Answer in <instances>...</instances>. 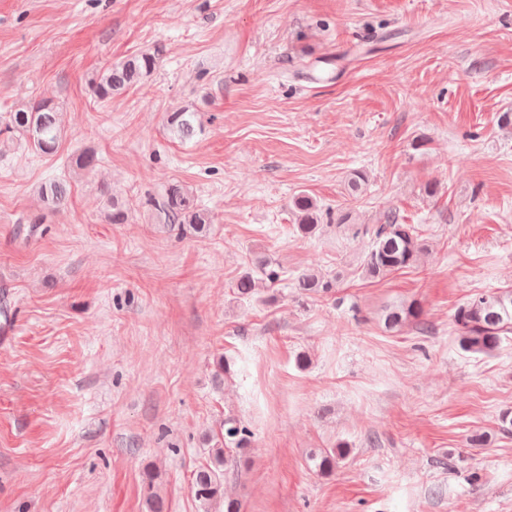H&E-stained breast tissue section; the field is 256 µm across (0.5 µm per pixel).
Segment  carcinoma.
Instances as JSON below:
<instances>
[{
    "label": "carcinoma",
    "instance_id": "carcinoma-1",
    "mask_svg": "<svg viewBox=\"0 0 512 512\" xmlns=\"http://www.w3.org/2000/svg\"><path fill=\"white\" fill-rule=\"evenodd\" d=\"M160 63L158 51H143L128 56L110 66L94 78L91 92L99 100H108L128 89L142 85L157 70ZM166 126L169 133L181 140L191 139L201 127L199 110L193 104H185L167 113ZM65 135L64 112L52 100L42 99L9 113L6 122H0V149L10 146L15 138L23 136L31 148L40 155L52 156L58 152ZM98 164L92 149H84L72 159L74 171L84 174L92 172ZM69 186L61 181H47L39 188V196L45 206L57 208L64 204ZM169 224L188 225L200 236L206 234L213 223L210 212L200 208L194 197L178 184L168 187L160 206ZM295 216L294 228L307 237L320 230V210L317 202L305 193L296 195L291 203ZM130 217L128 204L112 198L108 219L113 224H125ZM336 227L352 233V237H369L370 244L364 252L358 268L366 279H382L391 273L418 265L427 252L413 224L400 222L398 214L387 211L375 224H351L349 216H341ZM286 271L280 265L265 258H257L238 277L235 289L238 298L251 301L260 292L272 288L282 280ZM296 287L308 296H328L337 287V280L320 272L304 271L296 277ZM424 311L415 299L385 310L384 324L389 330H398L413 325L422 333L430 326L423 321ZM453 330L459 348L470 354L494 356L501 349L508 334L512 333V288L481 292L458 306L452 318ZM224 447L211 449L212 464L200 468L193 477L192 491L196 501L210 512L217 503L224 512H241L238 500L224 494V464L231 461V452L250 443L251 431L239 420L228 416L223 422ZM347 455V446L324 449L313 456L318 472L332 473L340 460Z\"/></svg>",
    "mask_w": 512,
    "mask_h": 512
}]
</instances>
